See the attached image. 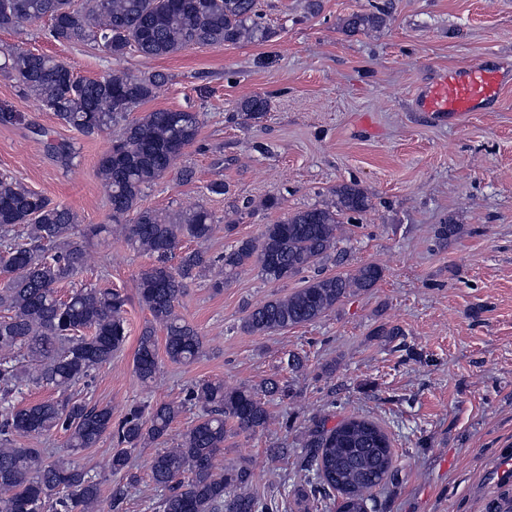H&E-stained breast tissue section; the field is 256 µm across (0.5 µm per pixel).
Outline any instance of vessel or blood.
<instances>
[{"mask_svg": "<svg viewBox=\"0 0 512 512\" xmlns=\"http://www.w3.org/2000/svg\"><path fill=\"white\" fill-rule=\"evenodd\" d=\"M504 84L500 69L473 65L439 77L420 91L418 103L423 111L453 121L496 99Z\"/></svg>", "mask_w": 512, "mask_h": 512, "instance_id": "vessel-or-blood-1", "label": "vessel or blood"}]
</instances>
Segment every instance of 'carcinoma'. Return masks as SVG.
Listing matches in <instances>:
<instances>
[{
	"label": "carcinoma",
	"mask_w": 512,
	"mask_h": 512,
	"mask_svg": "<svg viewBox=\"0 0 512 512\" xmlns=\"http://www.w3.org/2000/svg\"><path fill=\"white\" fill-rule=\"evenodd\" d=\"M385 17L380 10L354 12L345 20V31L376 28ZM44 18L53 40L90 42L116 60L130 49L152 60L195 46L272 36L256 0H87L82 8L73 0H0V26ZM0 55V70L79 133L101 135L123 124L97 168L111 206L106 225L83 227L69 207L0 174V271L8 276L0 287L5 312L0 318V512H94L101 498L100 479L68 457L50 461L39 448L18 446L16 438L63 431L76 452L110 430L112 409L71 397L11 403V396L29 381L67 392L112 363L126 342L128 298L120 290L104 283L75 288L65 298L57 294L58 285L85 269L86 244L118 229L133 249L156 259L139 273L137 289L151 320L139 337L134 369L148 383L159 369L157 329L164 332V352L171 362L186 364L203 354V335L176 311L187 283L208 278L216 267L224 270V278L212 283L216 289L245 266L269 281L291 279L327 258L336 248L343 220L366 213L371 201L358 184H338L328 202L266 224L258 239L239 240L212 258L201 245L218 220L203 204L167 212L140 207L144 189L167 172L176 171L182 182L194 178L191 167L179 168L177 162L199 136L201 113L160 109L129 118L165 83V74L139 76L114 69L98 79H80L45 54L9 48ZM270 108V100L261 96L237 105L249 119ZM45 146L66 164L76 154L68 141L48 140ZM185 240L198 248L180 253L176 266L168 265ZM381 279V268L373 264L350 274H317L294 293L251 307L242 330L266 335L312 323L341 298ZM287 396L288 385L275 379L258 389L229 388L220 379L193 383L186 401L199 408V416L176 445L159 449L150 465L152 482L164 489L159 512H270L268 503L250 492L249 468L219 472L215 459L224 454L227 425L239 433L264 428L270 420L269 401ZM182 408L165 402L132 406L114 434L111 473H124L132 450L165 440ZM307 447L318 483L341 495L338 512H368L372 491L392 472L387 435L370 421L352 418L331 429L315 425Z\"/></svg>",
	"instance_id": "1"
}]
</instances>
